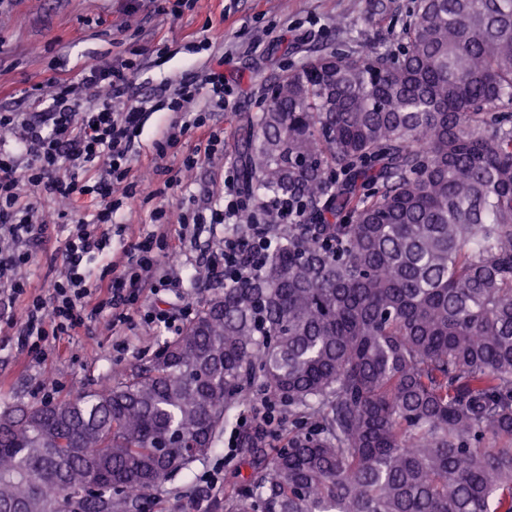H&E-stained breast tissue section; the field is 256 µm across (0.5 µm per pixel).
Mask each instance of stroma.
Masks as SVG:
<instances>
[{"label": "stroma", "instance_id": "1", "mask_svg": "<svg viewBox=\"0 0 512 512\" xmlns=\"http://www.w3.org/2000/svg\"><path fill=\"white\" fill-rule=\"evenodd\" d=\"M197 0L180 17L158 11L152 0H7L0 5V106L39 111L50 99V79H75L87 64L112 62L141 54L144 65L135 77L139 92L205 75L217 68L231 96L226 110H209L205 99L186 105L188 115L206 117L204 128L192 131L158 158L156 143L164 126L177 118L163 110L145 113L135 143L126 182L114 184L120 198L127 181L164 164L184 177L181 195H174L157 177L155 196L142 199L137 213L117 212L112 244L88 263L95 275H119L126 263L123 247L150 237L159 239L158 274L168 285L160 297L166 308H196L201 300L224 287L223 278L194 279L207 255L224 239L223 229L203 233L162 231L153 220L156 209L177 211L181 198L216 205L224 203V179L236 171L237 145L248 116L259 112L271 82L308 58L337 49L354 50L362 43L390 51L409 15L411 0ZM209 30L211 49H198L196 32ZM201 155L193 170L187 157ZM64 232L55 230L32 249V260L19 271L29 293L49 296L65 271ZM169 337L160 327L146 330L138 311L125 322L112 324L109 314L88 320L73 335L52 347L45 361L22 350L14 330L0 325V413L18 403L38 402L41 391L55 398L92 390L112 374L145 362ZM242 410L231 413L224 436L204 462L167 482L155 492L146 512H167L170 504L196 484L198 475L222 466L231 475L238 458H226L228 438L239 430Z\"/></svg>", "mask_w": 512, "mask_h": 512}]
</instances>
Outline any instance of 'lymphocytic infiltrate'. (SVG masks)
Segmentation results:
<instances>
[{"instance_id":"obj_1","label":"lymphocytic infiltrate","mask_w":512,"mask_h":512,"mask_svg":"<svg viewBox=\"0 0 512 512\" xmlns=\"http://www.w3.org/2000/svg\"><path fill=\"white\" fill-rule=\"evenodd\" d=\"M137 69L131 61L108 66L92 63L81 70L78 81L56 80L45 109L0 110V289L21 299L19 310L7 322L18 326L19 345L36 359L45 357L49 342L83 326L88 315L108 309L123 316L125 309L139 300L143 272L154 266L149 246H129L130 275L114 279L104 298L94 300L85 263L107 247V227L115 208L132 210L138 206L139 195L153 193L152 181L144 180L138 191L126 193L120 204L112 202V182L124 179L129 171L131 149L144 113L178 112L202 95L211 108L224 107L222 73L212 71L201 79L192 76L177 86L164 85L145 95L133 90L132 75ZM100 167L105 177L89 183L87 172ZM45 197L68 206L88 197L95 213L92 219H78L65 237L66 275L55 285L52 296L28 297L17 272L31 260L29 244L40 240L47 228L48 215L41 205ZM224 200L222 212L212 215L195 203L183 207L178 223L199 230L210 223L223 225L224 243L208 264L229 283L235 281L243 257L260 265L272 242L258 232H239L243 210L234 182H225Z\"/></svg>"}]
</instances>
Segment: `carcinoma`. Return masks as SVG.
<instances>
[{
    "label": "carcinoma",
    "mask_w": 512,
    "mask_h": 512,
    "mask_svg": "<svg viewBox=\"0 0 512 512\" xmlns=\"http://www.w3.org/2000/svg\"><path fill=\"white\" fill-rule=\"evenodd\" d=\"M282 75L239 149L273 250L151 360L0 415V512H138L257 390L224 512H512V0ZM249 410L250 415L242 419L243 426L262 425L265 434H278L283 423V407L275 396L265 393L254 396Z\"/></svg>",
    "instance_id": "1"
}]
</instances>
